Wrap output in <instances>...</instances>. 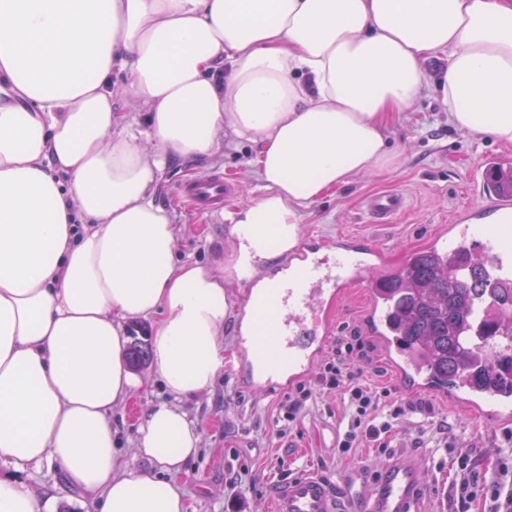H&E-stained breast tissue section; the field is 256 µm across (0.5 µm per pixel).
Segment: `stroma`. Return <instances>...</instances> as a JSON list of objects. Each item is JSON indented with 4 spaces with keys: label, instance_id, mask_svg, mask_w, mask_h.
I'll list each match as a JSON object with an SVG mask.
<instances>
[{
    "label": "stroma",
    "instance_id": "35a3bbf8",
    "mask_svg": "<svg viewBox=\"0 0 512 512\" xmlns=\"http://www.w3.org/2000/svg\"><path fill=\"white\" fill-rule=\"evenodd\" d=\"M445 65L442 58L427 61V88L389 128V142L399 156L398 170L355 177L302 210L299 223L304 235L326 241L341 236L362 240L378 249L379 270L389 271L402 265L410 252L429 248L433 233L450 223L459 207L477 204L471 186L481 159L490 156L499 164L512 165V145L472 135L449 123L448 110L436 89ZM256 158L252 144L228 136L211 157L175 160L159 174L155 200L172 213L181 258L213 264L223 257L228 237L223 212L194 211L177 199L179 184L205 172H221L234 185L233 193L224 199L225 210L233 209L261 193ZM380 192L402 194L406 206L388 222L374 224L363 211L362 201ZM368 299L364 284L351 289L337 309L335 336L360 332ZM237 350L236 320L231 317L224 325L223 373L209 390L184 405L203 434L198 456L179 476L191 512H272L278 484L292 469L313 470L333 482L340 472L356 466L363 479H371L383 460L377 449H356L346 460L336 457V436L346 417V407L335 390L320 385L323 364H316L304 380L313 392L309 411L287 424L281 411L288 400L287 392L272 389L258 395L246 389L236 370ZM137 372L143 387L112 414L127 454L135 446L141 415L167 399L151 364L138 367ZM423 398L433 406L439 420L446 422L449 439L467 447L472 472L478 476L490 472L497 462L505 427L484 419L464 404L449 403L438 393L429 391ZM389 442L393 457L416 458L425 472L428 486L419 503L421 512H446V491L459 473L453 454L435 448L431 434L421 433L415 415L405 417ZM0 472L14 473L18 481L31 488L51 492L57 497V506L66 507L68 512H87L83 494L65 485L53 463L30 465L19 471L1 463Z\"/></svg>",
    "mask_w": 512,
    "mask_h": 512
}]
</instances>
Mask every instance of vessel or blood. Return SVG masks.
Returning <instances> with one entry per match:
<instances>
[{
	"instance_id": "b4317fda",
	"label": "vessel or blood",
	"mask_w": 512,
	"mask_h": 512,
	"mask_svg": "<svg viewBox=\"0 0 512 512\" xmlns=\"http://www.w3.org/2000/svg\"><path fill=\"white\" fill-rule=\"evenodd\" d=\"M480 203L457 210L448 228L434 237L437 256L450 258L461 251L480 256L487 278L497 284L512 280V247L504 243L512 235V192L480 179L472 185ZM181 194L196 208L217 212L224 207L230 188L220 173L211 172L183 185ZM404 206L402 196L381 192L364 202L377 223ZM377 251L343 237L322 244L313 237L300 238L284 274L270 282L262 310L275 316L268 336L239 339V360L249 369L247 387L255 393L287 389L307 377L326 350L334 331L335 307L348 290L375 268ZM367 327L372 336L384 339L391 332L394 302L381 284L370 290ZM392 368L400 388L422 391L424 374L404 353L395 352ZM449 398L467 397L482 413L498 424L512 423V390L490 388L467 391L449 386ZM359 474L350 468L337 485L315 473L288 478L276 491L275 512H419L417 496L425 485L419 464L413 458L382 462L376 482L358 495H351Z\"/></svg>"
}]
</instances>
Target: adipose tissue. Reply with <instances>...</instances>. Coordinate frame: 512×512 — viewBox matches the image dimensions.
I'll use <instances>...</instances> for the list:
<instances>
[{"mask_svg": "<svg viewBox=\"0 0 512 512\" xmlns=\"http://www.w3.org/2000/svg\"><path fill=\"white\" fill-rule=\"evenodd\" d=\"M441 56L449 121L512 144V0H0V462L56 463L89 512H189L182 403L224 368L233 288L295 248L300 209L396 168L390 122ZM225 135L256 145L262 192L227 213L222 260L179 261L157 177ZM149 316L170 399L128 457L124 325ZM48 503L0 477V512ZM116 105L127 113V124L130 131L137 136L140 143H146L144 134H141L145 129L143 113L141 112H145V109L132 103L125 96H120L117 99Z\"/></svg>", "mask_w": 512, "mask_h": 512, "instance_id": "obj_1", "label": "adipose tissue"}]
</instances>
